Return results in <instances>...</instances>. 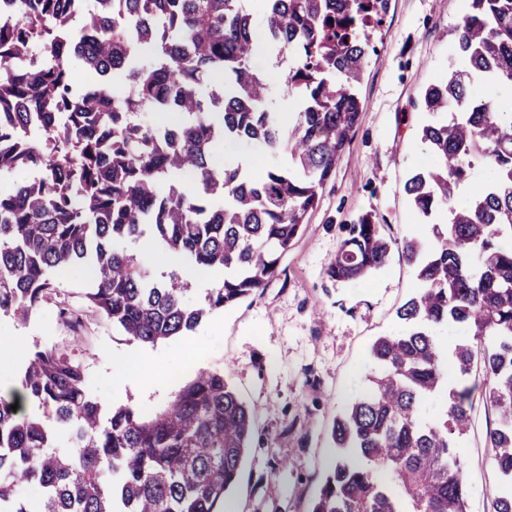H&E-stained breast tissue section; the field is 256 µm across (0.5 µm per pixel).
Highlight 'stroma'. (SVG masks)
Listing matches in <instances>:
<instances>
[{
  "instance_id": "stroma-1",
  "label": "stroma",
  "mask_w": 512,
  "mask_h": 512,
  "mask_svg": "<svg viewBox=\"0 0 512 512\" xmlns=\"http://www.w3.org/2000/svg\"><path fill=\"white\" fill-rule=\"evenodd\" d=\"M467 0H390L370 39L358 87L363 109L350 143L309 213L304 232L283 253L275 276L233 306L211 315L191 335L140 350L110 322L85 313L95 277L88 264L58 270L54 286L81 326L70 329L54 305L27 322L0 316V333L17 352L66 345L80 360L91 394L104 406L158 411L186 382L187 357L220 369L254 419V441L227 501L235 512H308L334 456V419L370 385L372 344L399 331L397 309L415 292L414 269L392 250L386 266L361 281H339L328 269L349 225L372 216L386 236L426 233L405 192L432 155L420 140L427 121L424 90L443 78L454 51L451 29ZM146 352L151 379L121 381V362ZM490 408L475 399L472 426L459 454L470 512H489L499 491L487 457Z\"/></svg>"
}]
</instances>
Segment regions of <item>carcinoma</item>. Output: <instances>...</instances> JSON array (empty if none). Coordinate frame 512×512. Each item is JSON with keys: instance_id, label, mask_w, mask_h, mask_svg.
Here are the masks:
<instances>
[{"instance_id": "obj_1", "label": "carcinoma", "mask_w": 512, "mask_h": 512, "mask_svg": "<svg viewBox=\"0 0 512 512\" xmlns=\"http://www.w3.org/2000/svg\"><path fill=\"white\" fill-rule=\"evenodd\" d=\"M14 2L0 18V313L25 322L52 301L73 326L51 277L90 263L88 309L153 347L263 287L351 139L389 0H258V16L248 0ZM454 43L423 98L434 163L405 183L424 217L444 210L446 222L398 242L367 217L329 269L363 279L395 245L420 286L397 310L402 329L371 347L370 390L334 420L336 456L310 512H467L457 448L478 389L496 412L492 512H512V98L481 95L512 88V0H470ZM258 45L288 59L277 80L255 67ZM281 91L298 104L287 120L271 107ZM221 140L285 162L259 178L217 167ZM21 168L37 176L6 180ZM145 237L224 278L186 303L187 279L159 280L122 247ZM448 329L463 335L445 344ZM19 378L23 395H0V512H225L253 425L224 372L199 367L155 414L104 409L64 348L35 347ZM432 399L436 418L423 412ZM23 401L41 412L10 409ZM18 480L39 487L37 505Z\"/></svg>"}]
</instances>
